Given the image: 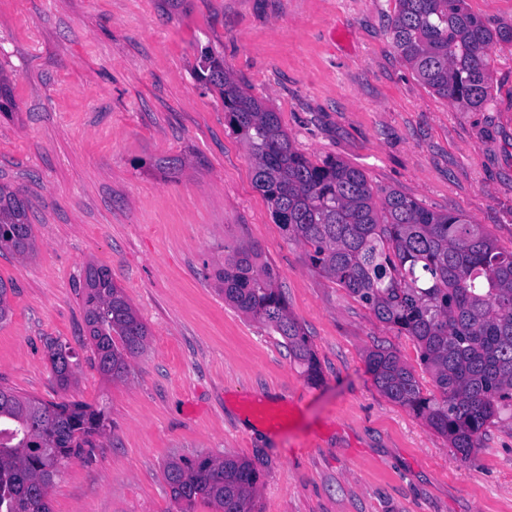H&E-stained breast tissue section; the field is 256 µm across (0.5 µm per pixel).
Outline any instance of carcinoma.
<instances>
[{
  "label": "carcinoma",
  "instance_id": "1",
  "mask_svg": "<svg viewBox=\"0 0 512 512\" xmlns=\"http://www.w3.org/2000/svg\"><path fill=\"white\" fill-rule=\"evenodd\" d=\"M390 30L405 63L452 105L480 109L493 98L490 48L512 43V24L490 27L466 0H396ZM202 70L200 79L218 90L230 128L246 142L274 222L305 247L312 268L415 341L437 393H423L414 371L384 348L367 355L376 386L469 456L490 424L512 421V251L463 214L429 210L396 190L383 192L376 207L362 171L299 152L277 113L242 88L222 60L206 55ZM35 249L26 199L0 184V251L26 258ZM215 279L224 300L277 333L307 376H317L314 351L256 245L233 248ZM82 295L83 345L103 377L123 381L148 329L108 267L87 266ZM47 351L65 390L77 355L59 341ZM110 426L103 407L44 402L0 387V512H51L49 490L61 468L90 454ZM163 476L181 512L199 502L212 512H255L261 472L249 460L173 457Z\"/></svg>",
  "mask_w": 512,
  "mask_h": 512
}]
</instances>
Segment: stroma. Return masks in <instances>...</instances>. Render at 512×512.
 <instances>
[{
	"label": "stroma",
	"mask_w": 512,
	"mask_h": 512,
	"mask_svg": "<svg viewBox=\"0 0 512 512\" xmlns=\"http://www.w3.org/2000/svg\"><path fill=\"white\" fill-rule=\"evenodd\" d=\"M395 0H0V183L29 202L37 250L0 253L13 283L0 387L103 406L112 427L56 477L51 512H177L173 456L251 460L258 512H512V423L461 456L366 367L376 348L435 387L410 337L309 267L253 184L243 139L199 78L222 59L277 112L295 147L361 170L437 212L466 215L512 250V44L491 49L494 99L453 107L403 62ZM257 244L319 365L227 305L214 274ZM111 269L148 328L127 379L82 346L78 286ZM78 355L60 389L46 343ZM290 420L275 428L265 407Z\"/></svg>",
	"instance_id": "obj_1"
}]
</instances>
